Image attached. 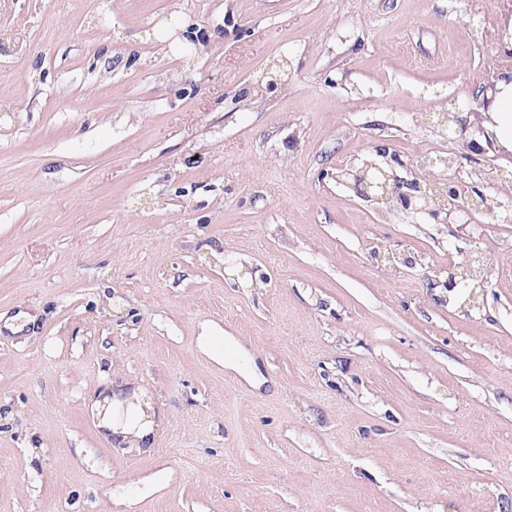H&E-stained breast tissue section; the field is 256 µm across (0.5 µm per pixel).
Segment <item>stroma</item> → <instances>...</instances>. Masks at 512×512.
<instances>
[{
    "instance_id": "stroma-1",
    "label": "stroma",
    "mask_w": 512,
    "mask_h": 512,
    "mask_svg": "<svg viewBox=\"0 0 512 512\" xmlns=\"http://www.w3.org/2000/svg\"><path fill=\"white\" fill-rule=\"evenodd\" d=\"M17 30L0 512H512V223L331 177L442 151L462 187L512 181L511 150L460 156L442 121L512 69V0H0ZM270 66L278 88L243 97ZM462 250L486 289L446 287ZM106 375L163 413L152 453L99 436Z\"/></svg>"
}]
</instances>
